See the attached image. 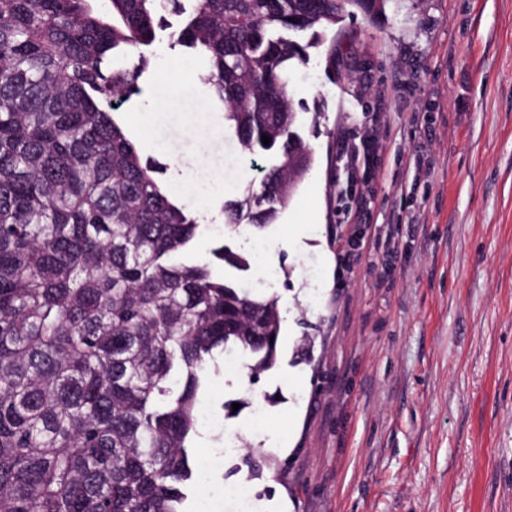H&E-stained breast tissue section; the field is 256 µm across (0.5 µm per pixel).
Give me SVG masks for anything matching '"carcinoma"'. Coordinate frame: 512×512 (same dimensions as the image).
<instances>
[{
	"label": "carcinoma",
	"mask_w": 512,
	"mask_h": 512,
	"mask_svg": "<svg viewBox=\"0 0 512 512\" xmlns=\"http://www.w3.org/2000/svg\"><path fill=\"white\" fill-rule=\"evenodd\" d=\"M387 0H0V512H185L198 396L240 350L276 366L281 316L192 256L198 219L115 121L156 31L203 77L241 147L270 151L232 229L285 210L314 152L288 88L312 39ZM183 17L173 27L169 17ZM270 138L269 145L261 136Z\"/></svg>",
	"instance_id": "1"
}]
</instances>
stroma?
Masks as SVG:
<instances>
[{
  "mask_svg": "<svg viewBox=\"0 0 512 512\" xmlns=\"http://www.w3.org/2000/svg\"><path fill=\"white\" fill-rule=\"evenodd\" d=\"M146 52L117 121L198 216L195 256L250 258L283 318L275 368L250 379L244 356L210 375L192 451L213 457L229 428L264 472L196 471L188 512L204 496L233 512L228 485L253 512H512V0L344 18L291 74L311 172L276 223L230 237L225 198L269 159L225 135L205 62L163 32ZM167 83L185 93L161 111Z\"/></svg>",
  "mask_w": 512,
  "mask_h": 512,
  "instance_id": "1",
  "label": "stroma"
}]
</instances>
